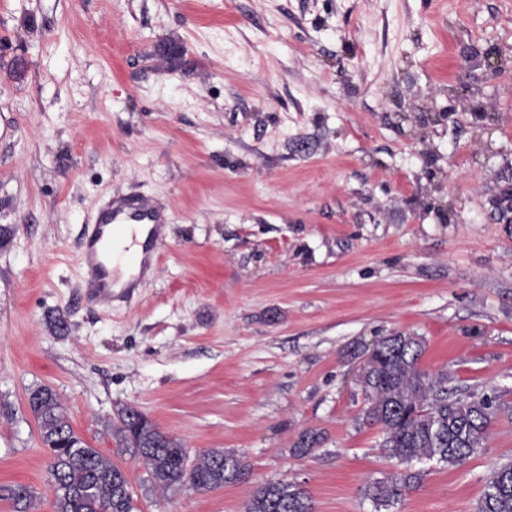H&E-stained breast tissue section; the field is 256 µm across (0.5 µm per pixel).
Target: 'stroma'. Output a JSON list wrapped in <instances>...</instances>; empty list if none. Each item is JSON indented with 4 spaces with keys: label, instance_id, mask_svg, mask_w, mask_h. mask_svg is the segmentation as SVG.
Listing matches in <instances>:
<instances>
[{
    "label": "stroma",
    "instance_id": "obj_1",
    "mask_svg": "<svg viewBox=\"0 0 512 512\" xmlns=\"http://www.w3.org/2000/svg\"><path fill=\"white\" fill-rule=\"evenodd\" d=\"M127 195L168 215L161 256L94 301L82 245ZM399 333L512 391V0H0V512L17 484L55 512L40 384L135 512H244L277 479L375 512L356 374ZM125 406L249 482L159 493L106 429ZM511 459L501 417L401 512H475Z\"/></svg>",
    "mask_w": 512,
    "mask_h": 512
}]
</instances>
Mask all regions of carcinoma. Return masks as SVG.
<instances>
[{"instance_id":"carcinoma-1","label":"carcinoma","mask_w":512,"mask_h":512,"mask_svg":"<svg viewBox=\"0 0 512 512\" xmlns=\"http://www.w3.org/2000/svg\"><path fill=\"white\" fill-rule=\"evenodd\" d=\"M423 352L418 336H388L369 350L357 375L363 420L380 428L379 447L394 466L366 486L376 512L398 509L406 494L421 485L426 472L414 463L462 465L482 447L497 416L512 410L505 392L480 395L454 385L446 369H421ZM29 395L41 441L52 454L55 512H97L109 503L112 512H127L118 485L128 488L130 482L121 467L77 436L51 387L38 385ZM109 431L117 446L147 470L155 487L165 491L184 485L183 444L145 413L122 408ZM320 444L321 434L308 429L298 436L293 452L305 456ZM190 473L199 490L214 491L247 481L249 468L236 452L211 449L199 456ZM244 512H312V504L301 485L267 481L252 491ZM476 512H512L511 460L491 474Z\"/></svg>"}]
</instances>
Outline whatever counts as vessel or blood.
<instances>
[{
	"instance_id": "1",
	"label": "vessel or blood",
	"mask_w": 512,
	"mask_h": 512,
	"mask_svg": "<svg viewBox=\"0 0 512 512\" xmlns=\"http://www.w3.org/2000/svg\"><path fill=\"white\" fill-rule=\"evenodd\" d=\"M164 215L151 205L139 201L108 202L102 208L91 229L82 262L86 266L89 288L96 299L108 300L112 297V277L104 263L111 256V246L105 245V236H126L132 234L134 225L148 224L152 227L146 254L142 265H150L157 259L158 247L163 243L162 227Z\"/></svg>"
}]
</instances>
